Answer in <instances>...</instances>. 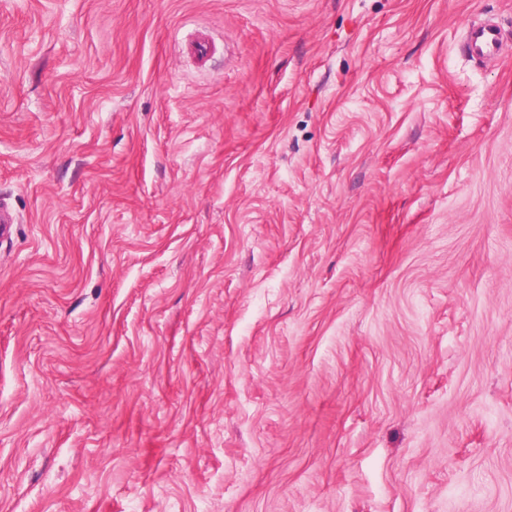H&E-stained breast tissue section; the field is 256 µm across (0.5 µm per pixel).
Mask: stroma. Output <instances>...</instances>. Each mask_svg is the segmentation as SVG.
Returning <instances> with one entry per match:
<instances>
[{"mask_svg":"<svg viewBox=\"0 0 512 512\" xmlns=\"http://www.w3.org/2000/svg\"><path fill=\"white\" fill-rule=\"evenodd\" d=\"M485 19L0 0V512H512ZM503 41L501 27L493 22H482L469 29L463 48L471 60L484 63L498 58Z\"/></svg>","mask_w":512,"mask_h":512,"instance_id":"35a3bbf8","label":"stroma"}]
</instances>
